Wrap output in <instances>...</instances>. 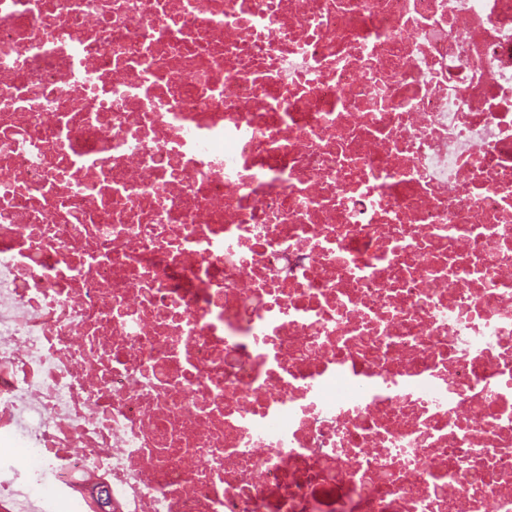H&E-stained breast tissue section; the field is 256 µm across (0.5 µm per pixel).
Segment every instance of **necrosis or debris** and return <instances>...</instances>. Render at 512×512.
I'll return each mask as SVG.
<instances>
[{"instance_id":"necrosis-or-debris-1","label":"necrosis or debris","mask_w":512,"mask_h":512,"mask_svg":"<svg viewBox=\"0 0 512 512\" xmlns=\"http://www.w3.org/2000/svg\"><path fill=\"white\" fill-rule=\"evenodd\" d=\"M512 512V0H0V512Z\"/></svg>"}]
</instances>
